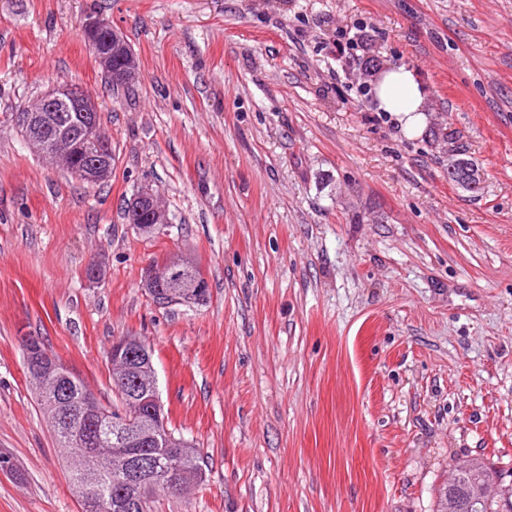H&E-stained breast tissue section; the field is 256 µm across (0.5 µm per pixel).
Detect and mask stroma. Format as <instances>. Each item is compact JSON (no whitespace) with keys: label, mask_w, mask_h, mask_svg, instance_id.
I'll use <instances>...</instances> for the list:
<instances>
[{"label":"stroma","mask_w":512,"mask_h":512,"mask_svg":"<svg viewBox=\"0 0 512 512\" xmlns=\"http://www.w3.org/2000/svg\"><path fill=\"white\" fill-rule=\"evenodd\" d=\"M91 16L133 48L128 90L80 36ZM376 64L417 71L426 131L378 111ZM59 83L99 105L103 183L16 132ZM439 126L477 189L449 181ZM145 185L160 236L124 217ZM175 253L201 267L203 305L142 288ZM25 334L105 403L113 339L151 346L204 471L154 512H434L464 457L512 485V0H0V452L18 469L0 512H81Z\"/></svg>","instance_id":"obj_1"}]
</instances>
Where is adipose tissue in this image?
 <instances>
[{"label":"adipose tissue","mask_w":512,"mask_h":512,"mask_svg":"<svg viewBox=\"0 0 512 512\" xmlns=\"http://www.w3.org/2000/svg\"><path fill=\"white\" fill-rule=\"evenodd\" d=\"M425 99L424 86L407 67H391L377 80L375 102L378 109L398 115L408 133H419L424 127Z\"/></svg>","instance_id":"ef3b65f1"}]
</instances>
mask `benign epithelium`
Returning a JSON list of instances; mask_svg holds the SVG:
<instances>
[{"label":"benign epithelium","instance_id":"benign-epithelium-1","mask_svg":"<svg viewBox=\"0 0 512 512\" xmlns=\"http://www.w3.org/2000/svg\"><path fill=\"white\" fill-rule=\"evenodd\" d=\"M80 36L93 46L95 58L112 81L133 84L140 78V68L133 49L109 22L100 17H89L81 26ZM44 112H71L74 121L69 125H48L42 121ZM98 104L85 93L59 85L45 93L38 104L18 116L20 126L26 128L31 143L45 152L49 164L74 174L80 181L93 184L106 180L112 172V137L99 122ZM128 223L144 234L159 235L171 224L169 213L157 199L153 189L143 186L129 200ZM142 288L159 308L172 304L201 305L206 301L208 282L193 273L192 264L182 260H151L142 268ZM26 369L31 372H50L54 385L45 394L59 403L72 401L74 369L62 363L39 337H20ZM112 355L125 362L126 376L122 388L141 416L136 428L128 422L113 423L98 411L96 394L85 392L80 411L84 429L97 433L115 426V442L125 448L138 445L147 448L155 434L166 427V417L156 389L152 352L138 338L123 337L112 342ZM121 471L135 478L139 500H145L146 491L157 478L180 483V472L171 461H161L145 454L121 456Z\"/></svg>","mask_w":512,"mask_h":512}]
</instances>
